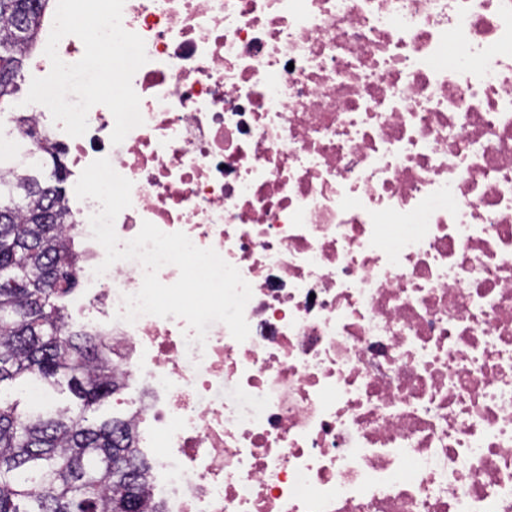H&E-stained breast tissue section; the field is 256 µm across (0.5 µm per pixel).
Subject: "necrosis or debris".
Returning a JSON list of instances; mask_svg holds the SVG:
<instances>
[{"instance_id": "obj_1", "label": "necrosis or debris", "mask_w": 512, "mask_h": 512, "mask_svg": "<svg viewBox=\"0 0 512 512\" xmlns=\"http://www.w3.org/2000/svg\"><path fill=\"white\" fill-rule=\"evenodd\" d=\"M144 123L26 127L78 179L250 284L249 337L118 319L144 268L79 277L83 328L161 512H512V0H125Z\"/></svg>"}]
</instances>
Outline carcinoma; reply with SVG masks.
I'll return each mask as SVG.
<instances>
[{"label": "carcinoma", "instance_id": "1", "mask_svg": "<svg viewBox=\"0 0 512 512\" xmlns=\"http://www.w3.org/2000/svg\"><path fill=\"white\" fill-rule=\"evenodd\" d=\"M50 0H0V114L19 91ZM50 169L0 175V512H157L144 495L147 464L128 426L88 415L117 390L97 338L67 321L59 299L76 287L66 195H53L58 151L31 142ZM48 403L32 408L26 393ZM68 391L74 404L56 407Z\"/></svg>", "mask_w": 512, "mask_h": 512}]
</instances>
